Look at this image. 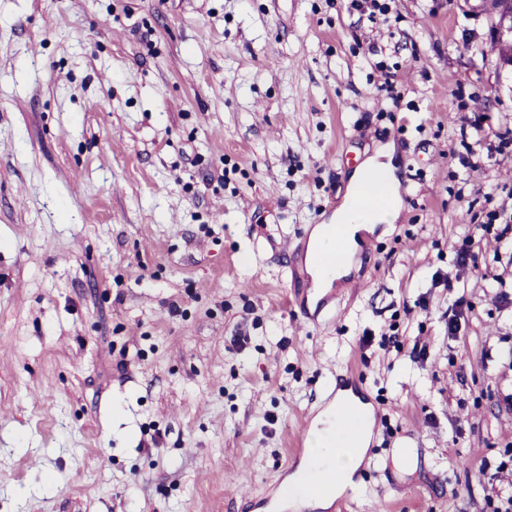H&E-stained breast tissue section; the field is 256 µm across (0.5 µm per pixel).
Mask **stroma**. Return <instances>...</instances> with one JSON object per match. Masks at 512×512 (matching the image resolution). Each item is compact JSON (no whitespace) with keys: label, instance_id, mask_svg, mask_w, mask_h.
Returning a JSON list of instances; mask_svg holds the SVG:
<instances>
[{"label":"stroma","instance_id":"1","mask_svg":"<svg viewBox=\"0 0 512 512\" xmlns=\"http://www.w3.org/2000/svg\"><path fill=\"white\" fill-rule=\"evenodd\" d=\"M381 2L0 0V512H264L349 370L328 512H505L512 72L488 0ZM387 145L398 220L301 301L288 247Z\"/></svg>","mask_w":512,"mask_h":512}]
</instances>
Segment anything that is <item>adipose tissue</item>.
Returning a JSON list of instances; mask_svg holds the SVG:
<instances>
[{
	"label": "adipose tissue",
	"mask_w": 512,
	"mask_h": 512,
	"mask_svg": "<svg viewBox=\"0 0 512 512\" xmlns=\"http://www.w3.org/2000/svg\"><path fill=\"white\" fill-rule=\"evenodd\" d=\"M391 156L390 148L378 149L375 156L369 158L352 175L345 200L336 210L331 223L319 224L312 229L307 264L314 287L329 289L347 276L353 266L362 233L373 231L379 224H394L397 220L400 206L388 199L391 186L397 182ZM372 179L377 182L378 195L384 196L385 201L360 206L364 188ZM336 235L343 240L342 258L336 266H322L316 257ZM348 406V400L337 399L333 410L322 411L315 418L309 432L308 457L290 478L294 490L290 504L298 508L299 512L307 507H322L326 510L343 492L355 486L354 476L365 460L374 421L369 413H361L355 431L347 437H338L331 426L333 413Z\"/></svg>",
	"instance_id": "obj_1"
}]
</instances>
